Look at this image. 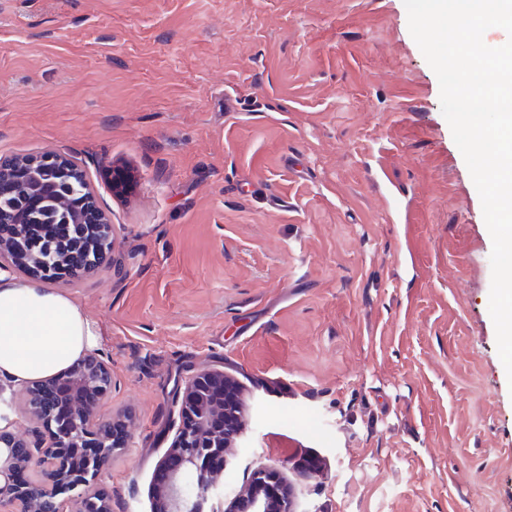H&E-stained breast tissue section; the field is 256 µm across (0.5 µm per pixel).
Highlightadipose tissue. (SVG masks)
<instances>
[{
  "label": "adipose tissue",
  "mask_w": 512,
  "mask_h": 512,
  "mask_svg": "<svg viewBox=\"0 0 512 512\" xmlns=\"http://www.w3.org/2000/svg\"><path fill=\"white\" fill-rule=\"evenodd\" d=\"M77 304L32 282L0 278V373L18 380L54 375L98 343Z\"/></svg>",
  "instance_id": "1"
}]
</instances>
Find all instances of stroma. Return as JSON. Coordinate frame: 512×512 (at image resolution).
I'll list each match as a JSON object with an SVG mask.
<instances>
[{"mask_svg":"<svg viewBox=\"0 0 512 512\" xmlns=\"http://www.w3.org/2000/svg\"><path fill=\"white\" fill-rule=\"evenodd\" d=\"M45 150L113 227L55 286L127 424L112 512H150L205 368L242 406L225 503L288 460L296 512H512L492 239L404 0H0V159Z\"/></svg>","mask_w":512,"mask_h":512,"instance_id":"stroma-1","label":"stroma"}]
</instances>
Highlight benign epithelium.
Instances as JSON below:
<instances>
[{
  "label": "benign epithelium",
  "mask_w": 512,
  "mask_h": 512,
  "mask_svg": "<svg viewBox=\"0 0 512 512\" xmlns=\"http://www.w3.org/2000/svg\"><path fill=\"white\" fill-rule=\"evenodd\" d=\"M55 171L62 180L76 176L84 178L79 165L68 157L46 151L10 163V175L0 178V195L13 194L29 205H37L40 193L28 186L35 171ZM80 223L59 224L52 236L67 243L64 261L46 263L42 270L25 271V250L14 242L16 225L11 214L0 212V228L13 229L7 239L0 236V269L14 268L37 279L52 275L56 278L86 267L88 257L83 247V225L96 224L105 235L101 259L112 252V225L108 224L93 195H88L79 210ZM224 372L204 369L189 380L177 401L178 419L170 448L160 459L157 473L165 476L164 485H155L152 512H206L208 501L220 512L223 493L209 469L210 457L225 454L228 443L212 431V417L220 412L240 415L237 402H226L218 408L210 393L213 387H224ZM64 385L72 392V402L64 420L56 417L58 393L56 386ZM112 387L110 371L97 353L85 355L72 367L46 379L35 380L23 393L26 414L41 423L49 433V442L42 443L28 430L0 427V512H63L62 499H70L69 512H111L110 495L99 487V481L114 449L124 447V440L113 435L116 420L101 418L96 411ZM191 413L195 423H181ZM82 448L95 453L84 459V466L73 472L68 468L70 454ZM38 472V482L28 480L19 485L15 473ZM279 476L275 470L259 467L251 477L247 508L231 506L226 512H274L261 495L265 483Z\"/></svg>",
  "instance_id": "1"
}]
</instances>
